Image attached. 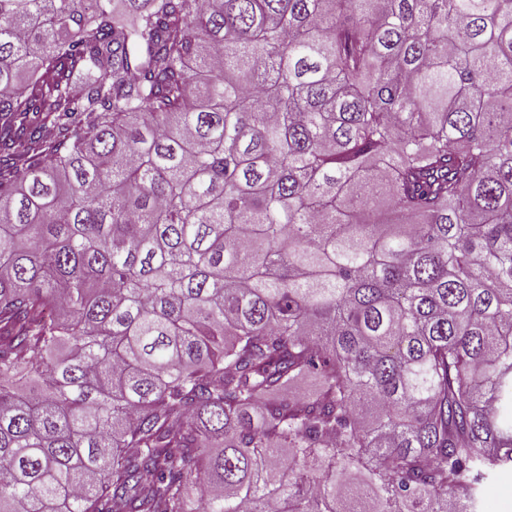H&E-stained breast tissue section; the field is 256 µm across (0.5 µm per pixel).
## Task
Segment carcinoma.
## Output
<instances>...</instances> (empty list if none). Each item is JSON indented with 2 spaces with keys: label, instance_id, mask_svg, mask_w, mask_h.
<instances>
[{
  "label": "carcinoma",
  "instance_id": "cac0c4a2",
  "mask_svg": "<svg viewBox=\"0 0 512 512\" xmlns=\"http://www.w3.org/2000/svg\"><path fill=\"white\" fill-rule=\"evenodd\" d=\"M127 2L0 0V512H474L512 0Z\"/></svg>",
  "mask_w": 512,
  "mask_h": 512
}]
</instances>
